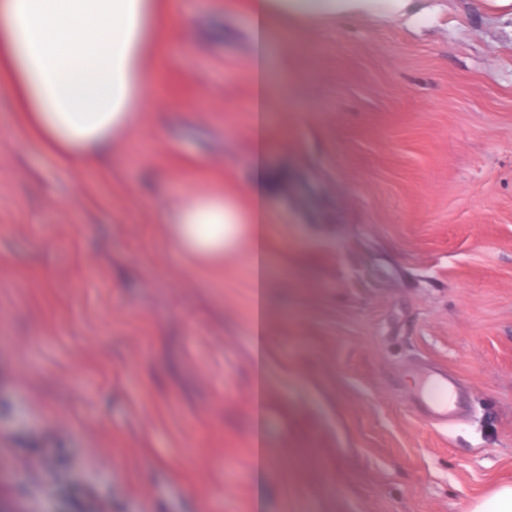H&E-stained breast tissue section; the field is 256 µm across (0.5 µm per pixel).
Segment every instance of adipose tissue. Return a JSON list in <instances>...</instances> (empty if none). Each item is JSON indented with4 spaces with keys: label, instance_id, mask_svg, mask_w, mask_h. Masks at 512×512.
I'll use <instances>...</instances> for the list:
<instances>
[{
    "label": "adipose tissue",
    "instance_id": "adipose-tissue-1",
    "mask_svg": "<svg viewBox=\"0 0 512 512\" xmlns=\"http://www.w3.org/2000/svg\"><path fill=\"white\" fill-rule=\"evenodd\" d=\"M375 0H246L259 43L288 21L374 9ZM168 0H0V77L6 78L25 125L68 159L98 158L111 135L138 120L152 77L144 65L159 46ZM279 184L256 164L244 202L209 197L174 217L181 243L208 256L225 239L245 235L265 256L264 201Z\"/></svg>",
    "mask_w": 512,
    "mask_h": 512
}]
</instances>
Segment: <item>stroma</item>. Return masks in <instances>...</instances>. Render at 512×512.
Instances as JSON below:
<instances>
[{"mask_svg": "<svg viewBox=\"0 0 512 512\" xmlns=\"http://www.w3.org/2000/svg\"><path fill=\"white\" fill-rule=\"evenodd\" d=\"M144 117L65 162L0 83V512H464L512 485V0L289 23L270 40L265 497L252 272L167 215L251 180L238 0H173ZM421 360L472 387L448 432Z\"/></svg>", "mask_w": 512, "mask_h": 512, "instance_id": "stroma-1", "label": "stroma"}]
</instances>
